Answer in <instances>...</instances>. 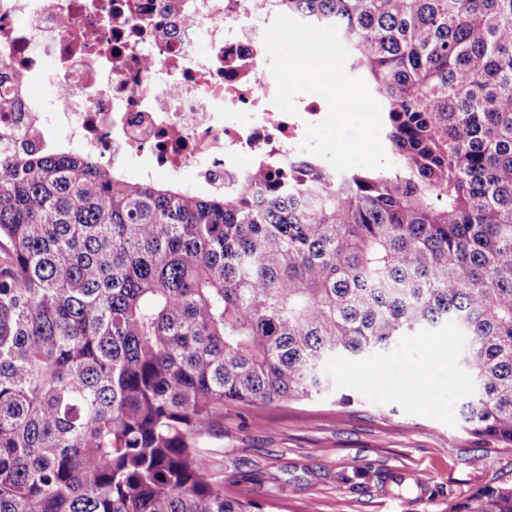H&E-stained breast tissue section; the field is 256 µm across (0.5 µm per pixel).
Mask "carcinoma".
Segmentation results:
<instances>
[{
	"label": "carcinoma",
	"instance_id": "cac0c4a2",
	"mask_svg": "<svg viewBox=\"0 0 512 512\" xmlns=\"http://www.w3.org/2000/svg\"><path fill=\"white\" fill-rule=\"evenodd\" d=\"M281 8L337 27L391 166L193 193L0 129V512H259L202 450L224 405L441 325L462 430L512 446V0Z\"/></svg>",
	"mask_w": 512,
	"mask_h": 512
}]
</instances>
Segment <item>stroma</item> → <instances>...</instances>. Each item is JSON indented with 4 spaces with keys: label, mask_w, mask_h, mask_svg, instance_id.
Segmentation results:
<instances>
[{
    "label": "stroma",
    "mask_w": 512,
    "mask_h": 512,
    "mask_svg": "<svg viewBox=\"0 0 512 512\" xmlns=\"http://www.w3.org/2000/svg\"><path fill=\"white\" fill-rule=\"evenodd\" d=\"M461 346L443 327L373 360L330 364L347 403L229 405L203 449L225 491L247 482L263 512H446L512 482V447L463 433L440 385Z\"/></svg>",
    "instance_id": "1"
}]
</instances>
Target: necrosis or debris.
Wrapping results in <instances>:
<instances>
[{
    "label": "necrosis or debris",
    "instance_id": "necrosis-or-debris-1",
    "mask_svg": "<svg viewBox=\"0 0 512 512\" xmlns=\"http://www.w3.org/2000/svg\"><path fill=\"white\" fill-rule=\"evenodd\" d=\"M279 0H0V127L17 150L65 146L109 169L139 164L220 191L279 184L309 153L321 95L277 108L264 31ZM41 41L58 92L33 83Z\"/></svg>",
    "mask_w": 512,
    "mask_h": 512
}]
</instances>
